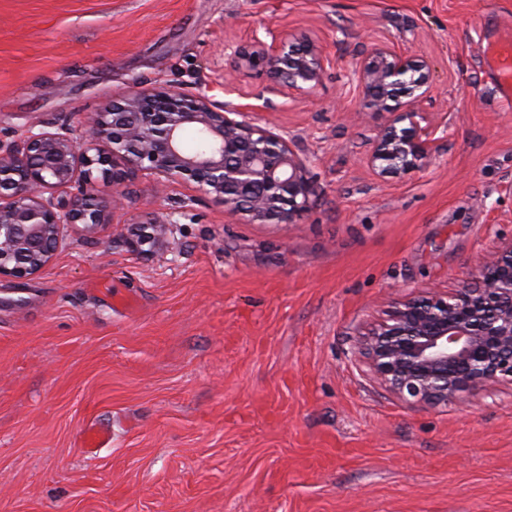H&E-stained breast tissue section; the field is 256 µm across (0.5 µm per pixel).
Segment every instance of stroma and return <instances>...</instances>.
Returning <instances> with one entry per match:
<instances>
[{
    "mask_svg": "<svg viewBox=\"0 0 512 512\" xmlns=\"http://www.w3.org/2000/svg\"><path fill=\"white\" fill-rule=\"evenodd\" d=\"M508 26L512 0H0L5 143L82 134L135 87L250 103L262 76L228 93L224 73L267 27L334 59L309 100L250 114L317 184L298 223L245 222L183 183L155 198L139 175L94 237L0 279V512H512V384L409 404L352 354L394 299L454 292L512 239V105L483 59ZM376 39L432 69L437 149L398 179L355 121L353 62ZM171 211L163 257L128 248ZM93 423L112 443L89 454Z\"/></svg>",
    "mask_w": 512,
    "mask_h": 512,
    "instance_id": "1",
    "label": "stroma"
}]
</instances>
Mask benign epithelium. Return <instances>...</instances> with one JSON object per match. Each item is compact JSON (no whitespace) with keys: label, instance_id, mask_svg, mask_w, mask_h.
Masks as SVG:
<instances>
[{"label":"benign epithelium","instance_id":"1","mask_svg":"<svg viewBox=\"0 0 512 512\" xmlns=\"http://www.w3.org/2000/svg\"><path fill=\"white\" fill-rule=\"evenodd\" d=\"M237 62L266 77L254 98L296 100L312 93L332 58L316 39L286 29L234 50ZM366 108L380 117L367 164L381 177L419 170L436 150L430 63L385 42L355 63ZM251 106H215L201 93L167 85L112 97L82 141L70 125L31 130L0 142V277L22 279L46 267L63 231L88 236L124 206L121 186L139 173L155 192L192 184L251 222L295 224L316 184L288 141L245 119ZM48 189L62 195L45 196ZM172 215L141 223L135 246L160 252ZM475 282L450 294L428 292L392 302L388 318L361 334L354 351L372 376L411 404L443 405L512 382V239L474 260Z\"/></svg>","mask_w":512,"mask_h":512}]
</instances>
